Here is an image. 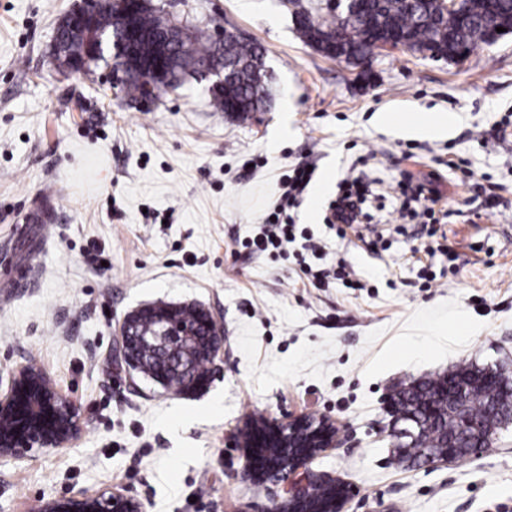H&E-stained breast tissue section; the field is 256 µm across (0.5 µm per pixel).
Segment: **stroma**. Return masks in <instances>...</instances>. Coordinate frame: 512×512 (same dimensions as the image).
<instances>
[{"label": "stroma", "mask_w": 512, "mask_h": 512, "mask_svg": "<svg viewBox=\"0 0 512 512\" xmlns=\"http://www.w3.org/2000/svg\"><path fill=\"white\" fill-rule=\"evenodd\" d=\"M74 2L0 0V253L30 210L50 216L32 226L47 240L35 274L0 296V388L39 367L85 421L72 446L0 462V512L111 488L146 512H262L270 492L244 479L231 440L246 417L288 412L348 430L307 465L351 488L345 512H512V426L479 457L412 470L378 432L411 381L512 369V34L458 63L397 48L349 65L305 44L281 0H150L263 46L270 102L241 119L192 77L150 103L113 88L109 63L64 78L51 42ZM380 112L451 124L401 134ZM256 155L263 166L248 167ZM304 164L315 171L290 214L360 287L316 288L293 260L242 251ZM361 171L383 179L385 208L337 237L325 206ZM407 178L452 213L435 237L397 211ZM160 301L200 305L224 327L201 390L166 392L113 362L122 317Z\"/></svg>", "instance_id": "stroma-1"}]
</instances>
